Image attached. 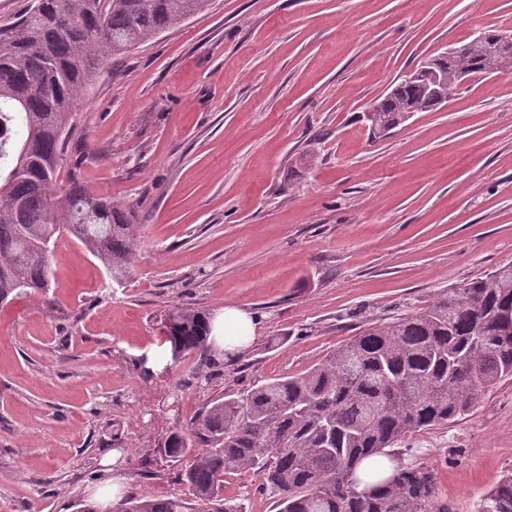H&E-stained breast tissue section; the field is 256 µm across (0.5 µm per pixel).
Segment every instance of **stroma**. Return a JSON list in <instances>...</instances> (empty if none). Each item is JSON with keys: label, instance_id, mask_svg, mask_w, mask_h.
Here are the masks:
<instances>
[{"label": "stroma", "instance_id": "35a3bbf8", "mask_svg": "<svg viewBox=\"0 0 512 512\" xmlns=\"http://www.w3.org/2000/svg\"><path fill=\"white\" fill-rule=\"evenodd\" d=\"M489 26L512 29V0H209L111 60L52 191L129 205L142 231L121 282L63 236L48 293L0 306V512L183 493L161 447L209 401L512 263V73L386 135L364 118ZM227 305L258 319L247 349L217 367L171 356L172 310ZM394 451L433 468L453 512H478L512 471V379ZM224 495L276 512L251 471L226 474Z\"/></svg>", "mask_w": 512, "mask_h": 512}]
</instances>
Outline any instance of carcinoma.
<instances>
[{"label":"carcinoma","mask_w":512,"mask_h":512,"mask_svg":"<svg viewBox=\"0 0 512 512\" xmlns=\"http://www.w3.org/2000/svg\"><path fill=\"white\" fill-rule=\"evenodd\" d=\"M209 0H31L0 27V305L46 291L60 232L100 259L114 281L131 264L141 225L131 208L81 190L64 198L57 223L50 187L65 154L78 98L107 58L120 57L182 25ZM498 28L473 52L444 59L433 95L402 78L365 113L390 131L407 110L428 112L459 86L463 73L512 69V45ZM210 317L179 309L168 317L172 356L208 357ZM512 379V264L461 285L390 322L373 323L321 364L275 376L210 402L198 430L176 431L164 456L193 457L178 473L188 496L126 494L115 512H242L224 497V475L254 471L277 512H451L435 472L393 464L382 482L357 490L355 470L406 436L469 414L486 391ZM479 512H512V473L481 500Z\"/></svg>","instance_id":"obj_1"}]
</instances>
